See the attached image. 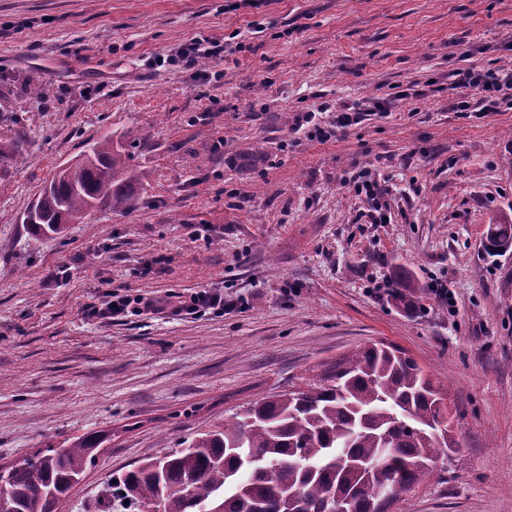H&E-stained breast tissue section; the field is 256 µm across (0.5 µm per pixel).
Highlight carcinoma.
<instances>
[{
  "mask_svg": "<svg viewBox=\"0 0 512 512\" xmlns=\"http://www.w3.org/2000/svg\"><path fill=\"white\" fill-rule=\"evenodd\" d=\"M24 160L16 142L0 144V170ZM72 180L60 170L39 196L28 226L60 234L68 221L105 206L132 204L128 154L99 139ZM487 243H512V224H497ZM99 437L48 448L4 470L0 495L14 512H56L94 459ZM443 397L417 362L374 344L336 362L331 374L263 399L224 418L186 445L150 457L112 484L125 512H387L404 494L453 461Z\"/></svg>",
  "mask_w": 512,
  "mask_h": 512,
  "instance_id": "obj_1",
  "label": "carcinoma"
}]
</instances>
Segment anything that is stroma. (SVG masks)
<instances>
[{
    "label": "stroma",
    "mask_w": 512,
    "mask_h": 512,
    "mask_svg": "<svg viewBox=\"0 0 512 512\" xmlns=\"http://www.w3.org/2000/svg\"><path fill=\"white\" fill-rule=\"evenodd\" d=\"M195 36L244 49L203 84L166 61ZM465 66L512 67V0H0V141L27 155L0 171V468L100 436L57 512H108L144 457L382 342L439 386L460 442L391 512H512V248H486L512 224V110L452 111ZM387 95L336 138L293 128ZM129 131V210L24 224L60 169ZM361 167L389 177L390 223L345 185ZM203 290L244 307L169 309ZM115 294L157 308L87 316Z\"/></svg>",
    "instance_id": "obj_1"
}]
</instances>
